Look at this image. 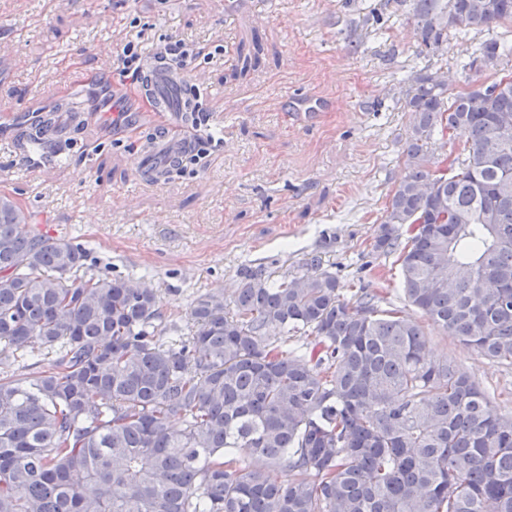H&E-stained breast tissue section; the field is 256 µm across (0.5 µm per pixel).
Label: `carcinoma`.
Here are the masks:
<instances>
[{"label": "carcinoma", "mask_w": 512, "mask_h": 512, "mask_svg": "<svg viewBox=\"0 0 512 512\" xmlns=\"http://www.w3.org/2000/svg\"><path fill=\"white\" fill-rule=\"evenodd\" d=\"M397 2L425 54L450 30L467 43L468 89L407 76V174L372 250L397 255L427 321L512 368V83L476 80L512 59L492 35L512 0ZM457 130L469 148L442 169L428 145ZM38 223L0 196V343L47 360L0 370V512H512V411L319 255L242 268L232 304L200 295L174 339L156 289Z\"/></svg>", "instance_id": "cac0c4a2"}]
</instances>
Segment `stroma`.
<instances>
[{
    "mask_svg": "<svg viewBox=\"0 0 512 512\" xmlns=\"http://www.w3.org/2000/svg\"><path fill=\"white\" fill-rule=\"evenodd\" d=\"M0 194L40 213L38 231L88 245L93 270L145 279L168 321L237 270L297 272L308 253L347 288L402 307L394 257L372 244L405 169L410 115L396 95L420 41L395 0H0ZM180 42L198 109L178 170L143 177L138 146L156 113L101 77L128 40ZM96 112L70 120L68 96ZM432 359L455 360L500 411L512 369L425 325Z\"/></svg>",
    "mask_w": 512,
    "mask_h": 512,
    "instance_id": "stroma-1",
    "label": "stroma"
}]
</instances>
